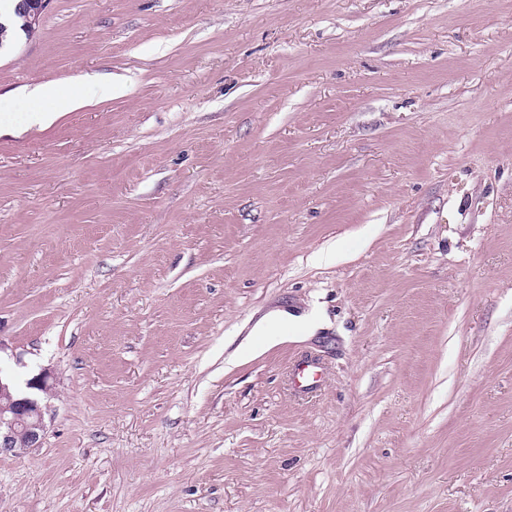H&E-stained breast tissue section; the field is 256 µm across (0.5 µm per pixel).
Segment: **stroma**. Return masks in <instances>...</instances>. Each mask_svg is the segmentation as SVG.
<instances>
[{"mask_svg": "<svg viewBox=\"0 0 512 512\" xmlns=\"http://www.w3.org/2000/svg\"><path fill=\"white\" fill-rule=\"evenodd\" d=\"M76 77L0 123V512H512V0H50L0 98ZM86 98L84 85L75 83L71 90H64L58 84L48 82L22 95L21 99L4 101L3 104L0 99V112H15V107H18V112L31 113L32 124L44 125L78 109ZM49 100L54 103L52 111L43 107V102ZM294 328V333L303 336L310 335L322 326L321 320L314 311L301 316L285 314L280 311H272L264 316L253 328L251 336H281L287 327ZM296 387L303 393L314 391L321 382L322 374L319 362L311 355H302L292 366ZM54 381L53 370L43 368L20 386L0 369V455L42 446L50 411L45 399L54 396Z\"/></svg>", "mask_w": 512, "mask_h": 512, "instance_id": "1", "label": "stroma"}]
</instances>
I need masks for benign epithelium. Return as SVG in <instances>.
I'll list each match as a JSON object with an SVG mask.
<instances>
[{
  "label": "benign epithelium",
  "mask_w": 512,
  "mask_h": 512,
  "mask_svg": "<svg viewBox=\"0 0 512 512\" xmlns=\"http://www.w3.org/2000/svg\"><path fill=\"white\" fill-rule=\"evenodd\" d=\"M47 3L18 0L15 11L25 18L35 17ZM54 385L55 375L50 368L41 369L22 386L0 374V455H16L42 446L50 411L46 399L54 396Z\"/></svg>",
  "instance_id": "7a95c632"
}]
</instances>
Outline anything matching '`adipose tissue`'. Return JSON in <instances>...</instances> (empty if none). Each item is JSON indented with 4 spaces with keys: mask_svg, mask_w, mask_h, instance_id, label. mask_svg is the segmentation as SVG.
Segmentation results:
<instances>
[{
    "mask_svg": "<svg viewBox=\"0 0 512 512\" xmlns=\"http://www.w3.org/2000/svg\"><path fill=\"white\" fill-rule=\"evenodd\" d=\"M85 100L84 85L77 83L72 89L66 90L56 83L48 82L22 95L21 99L0 103V112L14 110L27 112L31 115L32 124L44 125L65 113L78 109ZM48 101L53 102V109H45L44 104ZM320 326V318L312 311L300 316L273 311L255 325L252 333L256 336H278L286 328L291 327L295 329L296 333L302 335L314 333Z\"/></svg>",
    "mask_w": 512,
    "mask_h": 512,
    "instance_id": "1",
    "label": "adipose tissue"
}]
</instances>
